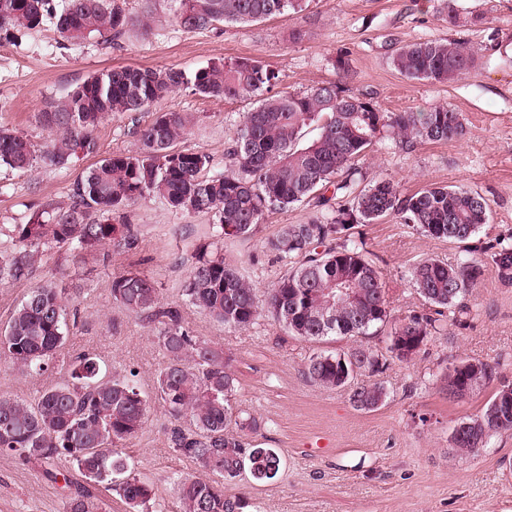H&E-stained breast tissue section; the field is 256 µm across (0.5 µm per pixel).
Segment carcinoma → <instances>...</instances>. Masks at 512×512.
I'll use <instances>...</instances> for the list:
<instances>
[{"label": "carcinoma", "instance_id": "carcinoma-1", "mask_svg": "<svg viewBox=\"0 0 512 512\" xmlns=\"http://www.w3.org/2000/svg\"><path fill=\"white\" fill-rule=\"evenodd\" d=\"M172 18L189 30L218 24L248 25L273 18L290 19L309 0H168ZM127 0H0V30H35L49 18L63 42L93 37L117 40L129 23ZM476 53L464 40L421 39L391 55L401 76L431 83H451L475 67ZM337 78L302 93L278 91L282 74L255 59L215 62L192 77L176 67L117 66L99 71L63 100H51L38 121L51 136L40 150L22 131L0 129V171L15 173L44 167L66 172L80 156L95 151L94 131L108 117L126 115L134 123L138 147L113 153L85 169L69 188L68 202L53 200L30 210L21 224L0 226V284L27 280L35 265L54 250L73 256L107 247L129 252L139 238L129 224L117 226L113 215L146 195L163 199L174 211L208 213L213 250L201 253L183 285V302H165L155 280L137 272L112 277V301L126 315L147 324L163 354L153 392H141L124 374L107 373L104 361L77 356L68 377L48 385L30 403L0 397V451L23 462L51 464L64 455L87 484L69 497L66 512H98L92 488L104 484L129 512H152L153 484L130 466L124 445L143 429L152 401L189 427L172 429L174 452L197 461L214 478L184 477L178 482L182 512H246L244 494L224 495V482L249 471L272 480L282 469L273 448L246 447L240 433L259 429L257 420L235 409L236 378L224 351L194 334L185 317L190 306L229 330L254 325L264 314L293 336L320 342L329 336H362L391 324L386 353L362 345L343 352L311 354L307 380L328 390L350 389V401L363 410L377 408L387 396L379 383L356 384L363 374L383 372L385 357L400 362L416 357L440 331L445 312L454 324L471 315L468 296L481 280L484 262L504 283L512 284V246L501 242L471 246L478 229L489 223L490 206L480 193L461 186L429 185L407 194L388 176L360 186L357 163L389 132L408 149L460 140L462 115L446 106L421 112H382L371 98L347 85L349 62L339 52ZM224 100H251L253 107L230 137L224 171H212L211 157L184 142L195 117L186 112L154 113L145 125L138 115L152 111L182 89ZM317 134L303 141L305 130ZM332 195H327V192ZM313 203L321 217L308 224H285L262 244L284 273L262 297L238 269L224 260L220 242L248 236L266 214L299 203ZM398 216L421 234L466 246L454 264L426 258L410 271L413 291L423 309L391 315L381 272L365 255V242L352 238L356 224ZM351 296L338 302L336 289ZM71 311L65 289L39 285L29 289L0 329V355L23 373H40L63 347ZM404 337L399 347L396 337ZM351 374L341 383L339 366ZM499 384L479 414L470 435L452 443V451H476L501 432H512V404L500 402Z\"/></svg>", "mask_w": 512, "mask_h": 512}]
</instances>
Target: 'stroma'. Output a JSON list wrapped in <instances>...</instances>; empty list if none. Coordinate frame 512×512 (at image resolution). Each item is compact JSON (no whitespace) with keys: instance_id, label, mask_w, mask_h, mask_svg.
Returning <instances> with one entry per match:
<instances>
[{"instance_id":"35a3bbf8","label":"stroma","mask_w":512,"mask_h":512,"mask_svg":"<svg viewBox=\"0 0 512 512\" xmlns=\"http://www.w3.org/2000/svg\"><path fill=\"white\" fill-rule=\"evenodd\" d=\"M445 0H310L291 20L268 19L246 26L187 30L177 25L165 0H128L132 18L115 41L92 38L62 46L52 22L36 31L0 32V127L28 134L37 147L50 136L36 115L47 101L59 100L90 75L114 66L169 67L186 73L211 62L249 57L280 70L282 88L303 92L335 80L338 52L348 54L353 92L372 97L383 112H419L443 105L461 113L463 140L428 144L413 150L384 138L359 166L365 178L385 175L412 192L436 183L465 186L489 202L491 218L480 243L512 245V0H455L459 24L448 21ZM152 10L150 30L137 20ZM480 22H472L474 14ZM301 30L293 39L292 30ZM423 38H462L478 56L477 67L452 83L407 79L390 65L393 51ZM250 102L206 98L182 89L160 104L161 110L196 116L186 145L209 154L216 169ZM130 118L115 115L95 132L96 151L67 172L37 168L24 175H0V225L22 221L30 206L67 197L70 184L99 158L137 146ZM317 208L301 203L268 214L250 239L224 244L226 261L238 265L258 292L271 288L283 267L260 249L285 224H305ZM122 222L138 231V249L108 250L74 258L61 251L37 264L30 279L0 286V326L30 286L51 283L73 290L78 324L47 373L30 377L0 358V397L34 401L48 383L63 381L70 359L92 351L109 367L133 374L152 391L163 358L149 328L112 303L113 275L140 271L155 277L164 301L180 300L188 271L209 242L212 215L176 212L155 196H145L121 211ZM368 257L382 272L394 315L421 307L408 281L422 259L456 262L458 244L431 239L395 216L356 225ZM472 316L466 326L444 322L424 352L407 362H390L376 375L388 397L379 409H355L346 390L326 391L303 374L315 352H336L365 344L382 350L386 332L354 339L333 336L308 342L286 333L265 316L245 330L227 331L194 309L185 316L197 336L223 348L236 378L235 405L254 416L260 428L245 442L275 449L285 468L279 477L258 482L242 474L224 485L225 495L248 494L261 512H512V434L495 435L488 447L454 455L449 435L456 422L476 414L493 384L476 394L450 400L440 379L463 358L495 367V382L512 381V284L500 281L485 265L474 288ZM175 422L152 404L144 429L125 445L136 471L154 485V512H179V477L209 478L200 464L176 455L169 446ZM57 478L43 464L23 463L0 452V512H65L72 486L82 478L64 461L55 462Z\"/></svg>"}]
</instances>
